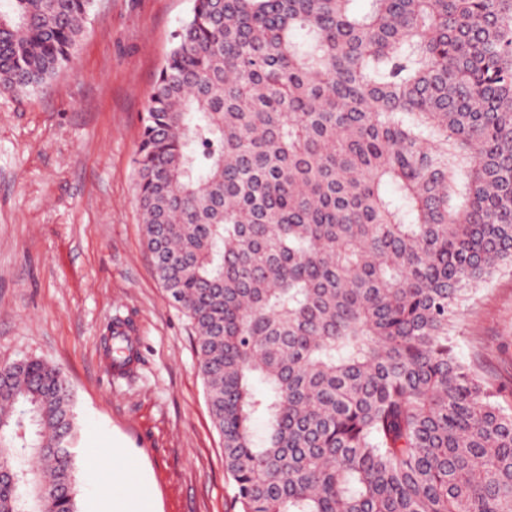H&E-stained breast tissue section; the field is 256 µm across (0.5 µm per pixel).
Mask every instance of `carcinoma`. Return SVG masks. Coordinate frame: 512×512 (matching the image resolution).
I'll use <instances>...</instances> for the list:
<instances>
[{
    "instance_id": "cac0c4a2",
    "label": "carcinoma",
    "mask_w": 512,
    "mask_h": 512,
    "mask_svg": "<svg viewBox=\"0 0 512 512\" xmlns=\"http://www.w3.org/2000/svg\"><path fill=\"white\" fill-rule=\"evenodd\" d=\"M5 2L26 94L94 0ZM135 168L238 512H512V410L450 336L512 267V0H193ZM4 371L0 512H79L69 381Z\"/></svg>"
}]
</instances>
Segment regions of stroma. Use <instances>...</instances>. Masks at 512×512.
<instances>
[{"label": "stroma", "instance_id": "35a3bbf8", "mask_svg": "<svg viewBox=\"0 0 512 512\" xmlns=\"http://www.w3.org/2000/svg\"><path fill=\"white\" fill-rule=\"evenodd\" d=\"M192 0H95L75 66L0 96V364L67 376L78 415L79 506L144 481L150 512H237L198 371L195 334L144 243L134 157L141 117ZM128 321L139 359L111 371L106 328ZM452 334L512 409V268L462 303Z\"/></svg>", "mask_w": 512, "mask_h": 512}]
</instances>
